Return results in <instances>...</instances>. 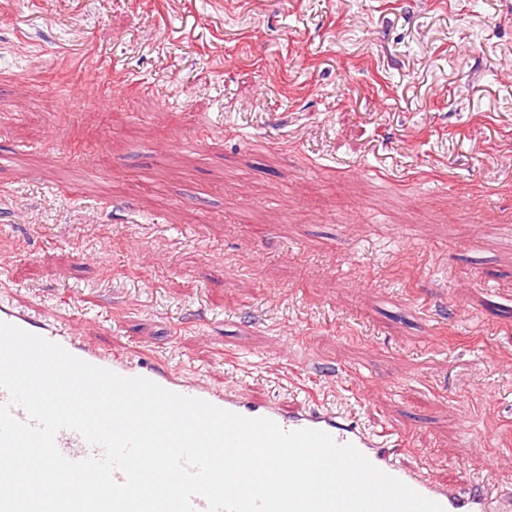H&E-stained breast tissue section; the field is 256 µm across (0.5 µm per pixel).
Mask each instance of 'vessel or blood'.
<instances>
[{
  "instance_id": "obj_1",
  "label": "vessel or blood",
  "mask_w": 512,
  "mask_h": 512,
  "mask_svg": "<svg viewBox=\"0 0 512 512\" xmlns=\"http://www.w3.org/2000/svg\"><path fill=\"white\" fill-rule=\"evenodd\" d=\"M0 321L42 336L61 345L82 361L119 376L144 377L168 391L205 400L241 416L270 419L287 431L305 428L325 431L336 443L354 446L376 468L419 495L440 504L444 512H507L506 508L496 506L493 497L494 490L501 482L496 469H486L478 481L451 482L438 478L425 467L404 466L400 459L407 453L409 438L391 428L371 430L359 412L343 411L328 405L315 407L305 400L284 409L272 402L249 398L235 382L216 389L165 357L155 355L141 358L86 341L71 333L68 327L46 322L38 314L19 309L9 296L2 293ZM56 445L71 460L103 454L100 447L89 444L79 433L68 429L57 434Z\"/></svg>"
}]
</instances>
